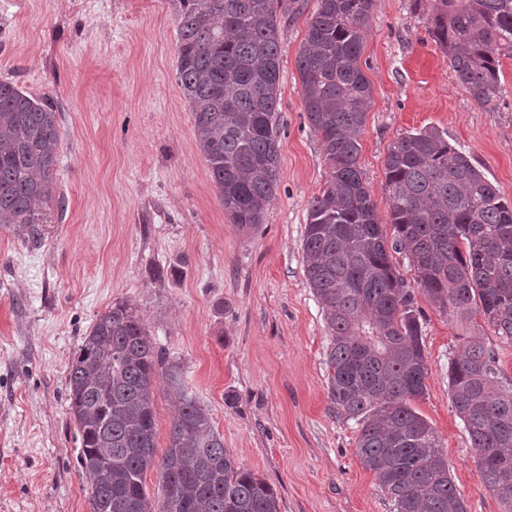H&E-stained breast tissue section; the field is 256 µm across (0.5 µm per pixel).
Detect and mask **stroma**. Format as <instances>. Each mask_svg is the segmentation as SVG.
<instances>
[{"label": "stroma", "mask_w": 512, "mask_h": 512, "mask_svg": "<svg viewBox=\"0 0 512 512\" xmlns=\"http://www.w3.org/2000/svg\"><path fill=\"white\" fill-rule=\"evenodd\" d=\"M279 189L264 221L225 214L176 76L171 0H0V82L47 100L58 172L38 240L0 230V512H91L69 410V364L97 316L125 303L179 364L235 465L273 485L279 512H393L356 455L358 428L328 395L331 338L304 276L309 207L329 169L309 127L297 59L309 14L280 15ZM360 66L372 87L360 165L381 222L399 134L434 128L512 202L507 89L479 105L414 0H376ZM428 376L414 403L470 512H503L480 482L448 365L483 338L512 384V344L459 324L423 294Z\"/></svg>", "instance_id": "obj_1"}]
</instances>
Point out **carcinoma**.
I'll return each instance as SVG.
<instances>
[{
  "label": "carcinoma",
  "mask_w": 512,
  "mask_h": 512,
  "mask_svg": "<svg viewBox=\"0 0 512 512\" xmlns=\"http://www.w3.org/2000/svg\"><path fill=\"white\" fill-rule=\"evenodd\" d=\"M306 0H172L176 75L191 105L198 146L224 212L242 231L263 223L279 186L277 9ZM375 0H316L297 67L304 112L329 168L302 239L304 275L331 336L328 395L359 426L357 455L393 512H469L429 422L412 407L428 366L421 311L392 261L460 322L481 315L512 343V203L467 155L431 129L399 135L385 159L391 234L359 164L371 86L360 67ZM428 29L473 99L493 107L512 57V0H434ZM56 112L0 82V229L35 240L58 166ZM179 400L158 450V380ZM448 387L478 456L481 483L512 512V388L496 354L468 336L448 365ZM70 410L92 512H279L276 489L237 467L209 413L182 383L179 365L151 338L136 310L101 313L69 364ZM158 467L164 497L153 506L144 474Z\"/></svg>",
  "instance_id": "carcinoma-1"
}]
</instances>
